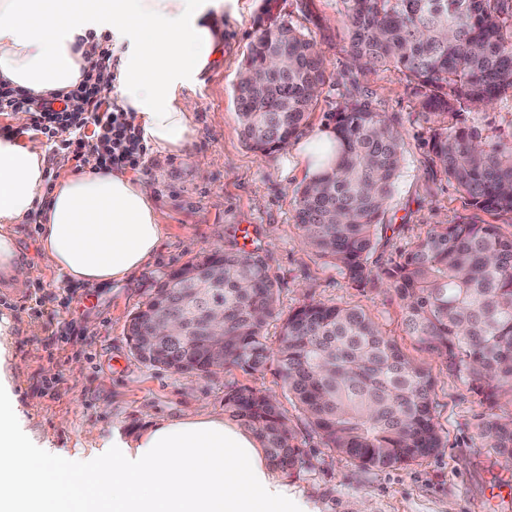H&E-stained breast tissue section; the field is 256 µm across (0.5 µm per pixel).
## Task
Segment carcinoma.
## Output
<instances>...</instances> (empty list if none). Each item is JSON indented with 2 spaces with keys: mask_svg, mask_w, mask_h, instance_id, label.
I'll use <instances>...</instances> for the list:
<instances>
[{
  "mask_svg": "<svg viewBox=\"0 0 512 512\" xmlns=\"http://www.w3.org/2000/svg\"><path fill=\"white\" fill-rule=\"evenodd\" d=\"M349 55L361 72L394 68L421 90L432 162L479 211L512 213V144L488 142L448 124L464 112L512 97V0H341ZM233 98L245 144L272 153L288 146L326 83L309 35L272 13L248 45ZM336 157L296 190L303 243L351 284L385 285L405 332L443 358L489 407L512 396V236L497 224H435L384 267L370 256L402 162V138L384 113L348 95L333 116ZM277 281L260 248L235 244L167 273L132 315L137 358L164 371L219 372L208 315L224 307V367L246 373L276 364L291 395L330 451L366 469L403 468L442 447L433 380L407 359L363 310L314 299L281 317ZM167 318L174 336L141 337ZM281 321L278 345L264 331ZM224 412L250 430L269 465L307 464L277 400L247 385L224 392ZM484 447L512 461V416L482 415Z\"/></svg>",
  "mask_w": 512,
  "mask_h": 512,
  "instance_id": "1",
  "label": "carcinoma"
}]
</instances>
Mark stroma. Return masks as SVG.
<instances>
[{"instance_id":"obj_1","label":"stroma","mask_w":512,"mask_h":512,"mask_svg":"<svg viewBox=\"0 0 512 512\" xmlns=\"http://www.w3.org/2000/svg\"><path fill=\"white\" fill-rule=\"evenodd\" d=\"M210 3L209 14L224 34V50L181 90L188 100L192 140L181 154L151 150L140 170L154 186L166 226L144 266L105 285L68 281L40 253L39 225L13 227L19 256L33 274L24 287L0 288V317L12 322L11 335L1 337L0 346L16 363L13 392L23 408V427L33 431L36 444L30 459L13 463L15 497L31 495L28 468L42 448L69 454L81 442L111 443L116 431L134 433L164 419L220 412L225 390L237 384L276 395L308 461L288 474V490L313 503L315 512H354L360 502L371 512H512V497L488 496L495 484L512 482V463L484 448L479 423L485 408L477 395L445 361L405 333L401 309L386 286L351 285L304 245L296 222V189L306 176L289 170L290 149L254 152L240 136L233 87L264 0ZM276 11L316 42L330 77L298 139L331 125L332 112L351 93L367 98L374 111L398 118L403 161L377 227L374 265L413 247L435 224L474 220L512 232V214L473 210L457 186L437 173L415 85L395 69L365 76L352 71L340 0H277ZM459 123L481 138L510 143L512 103L464 114ZM2 132L43 144L46 188L83 168V159L65 144L52 143L30 127H14L11 112L0 113ZM243 224L250 225L254 244L277 279L281 312L311 299L362 309L408 359L429 371L441 448L404 468L364 469L325 448L275 366L253 375L230 369L200 377L152 368L133 354L127 324L150 289L201 252L227 247Z\"/></svg>"}]
</instances>
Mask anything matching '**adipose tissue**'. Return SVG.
I'll list each match as a JSON object with an SVG mask.
<instances>
[{
    "label": "adipose tissue",
    "mask_w": 512,
    "mask_h": 512,
    "mask_svg": "<svg viewBox=\"0 0 512 512\" xmlns=\"http://www.w3.org/2000/svg\"><path fill=\"white\" fill-rule=\"evenodd\" d=\"M112 30H133L137 42L115 48L103 63L82 15L40 0H0V82L32 96L66 94L87 75L101 77L133 113L143 136L163 152L183 150L193 133L178 83L206 70L220 52L207 8L192 0H112ZM45 151L0 136V277L18 288L31 269L17 260L10 227L37 221L40 249L69 280L100 285L127 278L154 254L166 227L151 182L103 169L88 156L83 172L62 177L44 196ZM8 372L0 370V512H301L288 487L265 462L257 439L222 413L169 419L98 452L37 462L34 495H10L9 460L29 448ZM95 495L77 503V476Z\"/></svg>",
    "instance_id": "obj_1"
}]
</instances>
